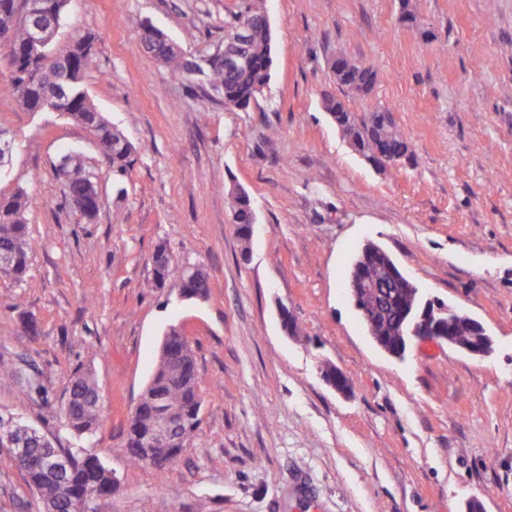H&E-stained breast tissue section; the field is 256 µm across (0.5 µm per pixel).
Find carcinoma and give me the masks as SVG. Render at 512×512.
Here are the masks:
<instances>
[{
  "label": "carcinoma",
  "instance_id": "cac0c4a2",
  "mask_svg": "<svg viewBox=\"0 0 512 512\" xmlns=\"http://www.w3.org/2000/svg\"><path fill=\"white\" fill-rule=\"evenodd\" d=\"M20 10V0H0V47L5 48L7 77L12 91L29 111L42 95L69 84L74 75L84 78L92 64L93 52L74 55L68 49L59 54L54 65L32 60L26 52L28 29L15 19ZM242 23L247 24V33L239 45L243 61L230 66L216 56L201 71L203 82L212 90L224 93L226 108H248L271 77L273 37L268 16L257 5V0H241L237 9L227 14L224 44L236 39L237 28ZM142 42L156 45L162 52L163 61L176 75L190 78L180 48L157 37L148 25L143 27ZM331 70L336 85L349 97L360 96L361 91L374 87L377 82L373 68L346 56L332 62ZM323 106L369 165L376 167L386 159L414 161L409 143L398 131L387 127L388 109L356 113L335 96L325 97ZM63 108L69 119L89 130L100 153L112 166L115 180L123 178L133 163L135 147L96 109L84 86L75 89ZM89 173L82 156L76 152L67 154L66 164L57 169V175L66 187L69 207H74L75 202L83 198ZM26 205L27 197L21 190L0 196V253L11 257L8 278L14 282L25 277L30 264ZM231 208L234 230L246 241L251 236L253 224L257 223L250 196L241 191L236 193ZM167 254L164 247L156 250L152 264V280L156 288L172 279L182 285L187 281L182 265L167 259ZM351 276L361 285L360 318L369 333L385 339L389 346L397 344L396 331L405 314L424 305L419 290L396 284V279L404 278L402 271L387 251L373 243L359 251L351 266ZM192 278L193 296L206 298L210 290L206 273L199 268ZM478 335L480 332L473 327L472 318L461 312L448 323V336L456 345H475ZM166 336V348L160 352L154 366L150 386L141 394L128 418L125 439L126 458L137 466L146 465L147 449H159L160 459L150 464L159 473L168 468V461L180 455L186 441L200 425V413L196 410L201 400L200 375L193 351L180 328L170 327ZM0 379L21 383L38 393L43 389L41 385L32 386L25 381L19 364L8 359H0ZM162 408H173L178 412L172 432L164 443L155 440L151 434L155 415ZM59 414L79 445L64 447L53 441L47 445L36 438L35 447L17 467L24 474L29 489L38 496L41 508L73 512L74 506L78 505L79 512H88L93 498L112 493L116 479L114 471L98 455L80 445L93 436L101 417L99 387L90 375L76 373L67 378Z\"/></svg>",
  "mask_w": 512,
  "mask_h": 512
}]
</instances>
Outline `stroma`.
<instances>
[{
	"instance_id": "35a3bbf8",
	"label": "stroma",
	"mask_w": 512,
	"mask_h": 512,
	"mask_svg": "<svg viewBox=\"0 0 512 512\" xmlns=\"http://www.w3.org/2000/svg\"><path fill=\"white\" fill-rule=\"evenodd\" d=\"M238 2L69 0L53 47L96 36L86 90L136 148L121 197L91 134L24 109L0 60V195L26 190L31 255L23 282H0V357L44 388L0 380V412L69 445L53 410L70 374L93 376L102 414L85 446L120 487L90 512H464L472 498L512 512V0H409L413 29L400 0H265L274 66L245 110L141 39L147 21L212 55ZM339 53L377 73L373 95L347 107L395 113L414 163L375 169L332 123L323 97L339 92ZM69 150L97 175L88 224L55 172ZM239 188L258 216L247 241L232 225ZM370 241L423 299L483 324L492 355L418 340L401 361L380 351L348 293ZM161 245L207 272L205 299L154 287ZM172 325L195 354L201 425L159 473L127 464L124 432ZM326 363L350 394L324 382ZM0 512H38L4 450Z\"/></svg>"
}]
</instances>
